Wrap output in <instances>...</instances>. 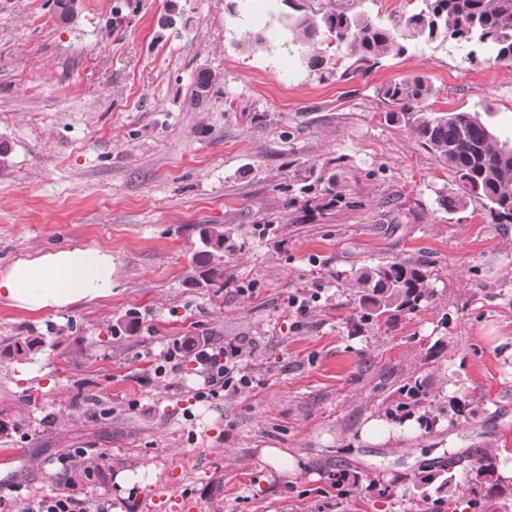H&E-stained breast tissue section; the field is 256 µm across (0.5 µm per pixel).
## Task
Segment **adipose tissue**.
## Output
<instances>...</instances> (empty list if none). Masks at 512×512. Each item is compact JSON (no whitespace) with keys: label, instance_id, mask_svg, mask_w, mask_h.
Wrapping results in <instances>:
<instances>
[{"label":"adipose tissue","instance_id":"adipose-tissue-1","mask_svg":"<svg viewBox=\"0 0 512 512\" xmlns=\"http://www.w3.org/2000/svg\"><path fill=\"white\" fill-rule=\"evenodd\" d=\"M112 294V255L96 247H70L20 256L0 268V301L44 313Z\"/></svg>","mask_w":512,"mask_h":512}]
</instances>
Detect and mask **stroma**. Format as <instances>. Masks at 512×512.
Returning <instances> with one entry per match:
<instances>
[{
  "instance_id": "35a3bbf8",
  "label": "stroma",
  "mask_w": 512,
  "mask_h": 512,
  "mask_svg": "<svg viewBox=\"0 0 512 512\" xmlns=\"http://www.w3.org/2000/svg\"><path fill=\"white\" fill-rule=\"evenodd\" d=\"M386 25L417 0H302ZM284 0H0V264L94 246L112 254V295L33 314L0 302V495L16 512L55 489L117 512H422L370 491L407 488L420 464L495 456L512 476V224L480 201L449 213L447 166L385 120L378 89L423 78L438 111L478 112L512 145V65L470 63L448 41L349 81L344 50L310 69ZM264 37L240 47L244 32ZM214 81L195 101L199 72ZM341 159L345 205L302 218L298 172ZM235 248L224 285L187 284L200 231ZM423 264L433 299L366 320L355 271ZM247 294H240V287ZM317 294L303 318L288 298ZM14 336L39 338L27 356ZM240 341L253 383L195 401L192 362L156 377L168 346ZM423 381L432 429L366 439L395 390ZM461 411L447 413L449 401ZM275 448L296 462L278 471ZM353 484L338 494L336 472Z\"/></svg>"
}]
</instances>
